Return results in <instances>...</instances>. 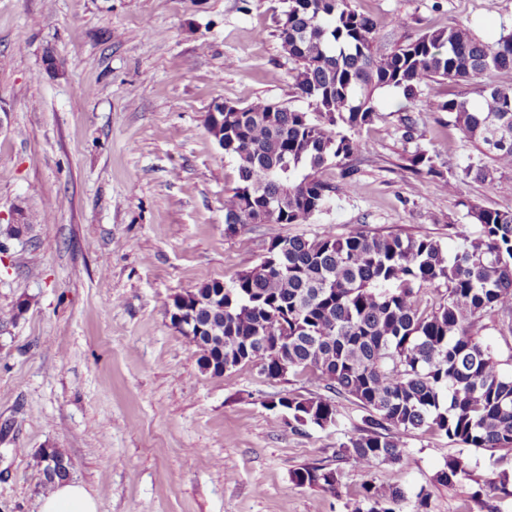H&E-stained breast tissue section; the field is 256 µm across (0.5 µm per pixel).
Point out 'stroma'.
I'll use <instances>...</instances> for the list:
<instances>
[{"mask_svg":"<svg viewBox=\"0 0 512 512\" xmlns=\"http://www.w3.org/2000/svg\"><path fill=\"white\" fill-rule=\"evenodd\" d=\"M388 47L459 21L483 39L512 28V0H352ZM281 0H0V226L34 222L0 254V512H38V453L58 448L99 512H354L362 485L425 491L429 512H480L479 484L512 468V453L464 448L426 429L401 432L403 464L365 472L338 458L364 411L339 397L338 424L296 433L269 409L277 394L328 397L306 377L267 379L239 366L215 377L165 305L254 267L280 237L314 238L358 224L455 248L476 237L477 204L512 212L499 179L464 175L486 156L435 100L388 91L346 160L357 190L337 193L309 224H249L229 234L224 194L237 164L205 128L214 102L262 99L294 109L278 38ZM414 119L406 133L404 115ZM427 151L438 175L408 168ZM455 184L446 192L443 183ZM59 206L49 222L46 202ZM467 478L437 482L448 459ZM321 463L337 493L298 485Z\"/></svg>","mask_w":512,"mask_h":512,"instance_id":"stroma-1","label":"stroma"}]
</instances>
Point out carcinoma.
Instances as JSON below:
<instances>
[{
	"label": "carcinoma",
	"mask_w": 512,
	"mask_h": 512,
	"mask_svg": "<svg viewBox=\"0 0 512 512\" xmlns=\"http://www.w3.org/2000/svg\"><path fill=\"white\" fill-rule=\"evenodd\" d=\"M282 48L295 67L299 95L310 113L256 100L224 104L208 114L206 130L238 163V183L224 194L225 231L247 224H308L332 202L335 186L318 177L362 152L363 143L340 134L358 130L377 115L376 92L394 88L413 102L441 78L468 85L478 77L512 69V30L492 41L465 24L437 28L390 48L377 45L373 20L351 0H287L278 21ZM467 97L434 103L454 115L466 138L491 155L493 166L465 167L485 181L512 170V88L485 83ZM416 175H436L423 150L409 158ZM479 235L448 252L429 237L380 235L356 227L343 235L324 230L313 239H276L260 263L229 284L212 280L187 292V330L197 364L224 360L227 368L257 365L270 379L285 373L316 379L366 411L365 429L348 435L338 452L361 470L402 464L399 434L426 428L471 448L512 452V376L482 342L487 316L510 319L512 331V213L472 206ZM445 287L431 310L420 308L424 288ZM224 337L210 344L208 332ZM288 427L337 425L335 401L290 395ZM61 469L42 473L47 490L71 475L70 459L44 448L39 460ZM300 485L336 490L337 471L313 463L295 471ZM468 476L451 458L438 481ZM487 512L492 499L512 497V475L479 488ZM428 494L410 500L398 487L362 486L355 512H427Z\"/></svg>",
	"instance_id": "carcinoma-1"
}]
</instances>
